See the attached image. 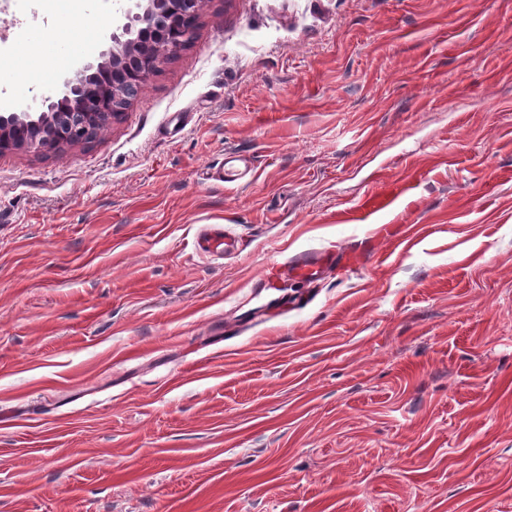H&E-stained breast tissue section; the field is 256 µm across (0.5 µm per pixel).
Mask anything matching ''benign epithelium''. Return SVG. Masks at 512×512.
<instances>
[{
    "label": "benign epithelium",
    "instance_id": "obj_1",
    "mask_svg": "<svg viewBox=\"0 0 512 512\" xmlns=\"http://www.w3.org/2000/svg\"><path fill=\"white\" fill-rule=\"evenodd\" d=\"M180 3L184 7L182 17L190 21V25L181 27V38L177 42L164 38L165 31L173 23L169 0H128L112 28L103 33L108 49L101 54L100 61L87 64L85 72L90 77L97 74L98 69L110 67L114 79L110 87L112 103L141 91L165 58L192 41L194 20L201 12L204 0H180ZM89 88L85 80H66L53 92L41 96L26 111L0 114V135L16 126H30L37 134L23 140L20 148L43 153L55 151L62 145L56 124L70 123L81 117L79 112H54L56 101L66 99L74 104L85 97ZM117 116L118 113L105 109L87 113L82 128L89 133L88 141H93Z\"/></svg>",
    "mask_w": 512,
    "mask_h": 512
}]
</instances>
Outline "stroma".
I'll return each instance as SVG.
<instances>
[{"instance_id":"1","label":"stroma","mask_w":512,"mask_h":512,"mask_svg":"<svg viewBox=\"0 0 512 512\" xmlns=\"http://www.w3.org/2000/svg\"><path fill=\"white\" fill-rule=\"evenodd\" d=\"M118 7L45 0L0 113ZM0 512H512V0H206L92 144L0 154ZM235 157H225L224 158V164L221 165L219 170H217L215 173L210 171L207 172V179H214L215 174H218V177L221 181H224V183H233L239 180L242 175L247 171V169L250 170L251 168V161L250 159H247L246 157H238L237 159H233ZM242 161L245 165L244 172H241L239 169L233 166V162ZM398 195L384 183L378 184L372 194L366 198L364 203L352 207L351 212L355 215L354 221L365 222L375 213L391 205ZM234 239L222 224H202L195 238V247L204 254L220 255L231 253ZM353 260L351 253L337 252L336 249L310 251L267 267L263 282L270 285L288 280L315 282L334 272L336 267L347 265Z\"/></svg>"}]
</instances>
